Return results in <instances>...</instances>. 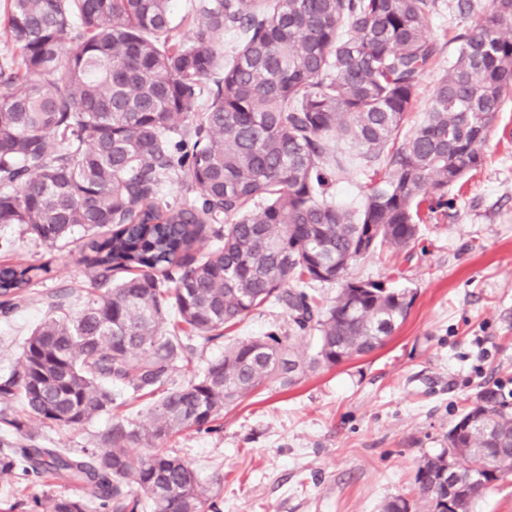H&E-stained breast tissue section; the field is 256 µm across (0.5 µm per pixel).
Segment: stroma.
I'll return each instance as SVG.
<instances>
[{"label":"stroma","mask_w":512,"mask_h":512,"mask_svg":"<svg viewBox=\"0 0 512 512\" xmlns=\"http://www.w3.org/2000/svg\"><path fill=\"white\" fill-rule=\"evenodd\" d=\"M455 4L438 0L428 18L442 39L441 54L420 80L404 133L424 120L435 83L456 54L454 37L469 23ZM348 151L343 140L329 144V155L347 168L330 190L339 206L359 205L368 185ZM484 156L482 166L449 188L448 211L425 213L411 250L381 251L352 268L353 278L414 296L381 348L306 372L290 387L266 383L225 408L220 431L187 429L168 441L204 483H217L222 512H384L398 496L409 501L410 512H424L415 484L420 462L447 447L449 429L484 387L512 391V98L497 116ZM1 238L12 243L0 251L1 264L50 262L45 290L89 287L79 238L49 250L19 224L0 225ZM47 314L35 296L0 319V377ZM288 326L283 309L263 307L225 329L221 340H194L173 382L186 383L227 344ZM151 405L148 396L127 400L77 430L32 419L19 432L0 423V449L30 439L50 448H89L109 419L149 426ZM78 493L50 478L0 479V512L36 497Z\"/></svg>","instance_id":"stroma-1"}]
</instances>
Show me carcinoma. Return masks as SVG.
I'll list each match as a JSON object with an SVG mask.
<instances>
[{"label":"carcinoma","instance_id":"carcinoma-1","mask_svg":"<svg viewBox=\"0 0 512 512\" xmlns=\"http://www.w3.org/2000/svg\"><path fill=\"white\" fill-rule=\"evenodd\" d=\"M436 0H198L195 32L172 36L171 0H5L16 53L0 58V224L47 247L85 232L83 306L44 296L36 327L0 378V423L33 416L80 428L112 411L113 384L156 397L150 426H107L93 448L28 444L0 450V477L49 473L82 496L35 500L37 512H220L210 486L166 442L220 430L224 408L265 382L294 383L296 342L316 335L309 369L381 347L412 295L349 271L419 237L423 205L484 161L512 96V0H490L457 36L426 119L400 137L421 76L438 58ZM235 45L224 52V33ZM349 141L369 180L361 210L326 200ZM187 177L195 196L164 187ZM213 239L196 256L195 245ZM41 265H0V317L30 298ZM335 282L328 305L311 292ZM290 319L224 348L188 382L169 386L181 336H224L264 305ZM22 400L24 411L8 409ZM151 448L137 450L142 440ZM453 464L456 485L442 481ZM512 475V405L480 391L448 431V447L417 470L426 512H461Z\"/></svg>","mask_w":512,"mask_h":512}]
</instances>
